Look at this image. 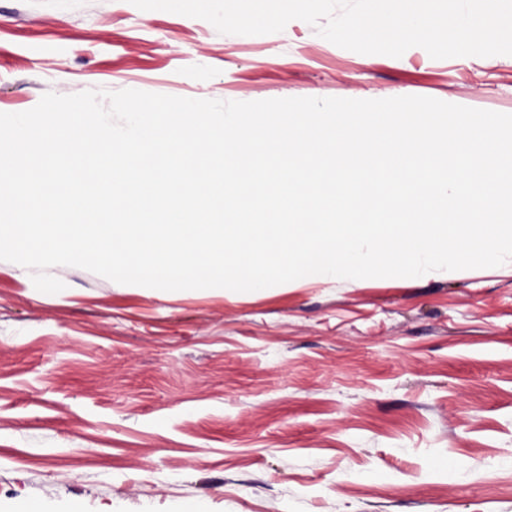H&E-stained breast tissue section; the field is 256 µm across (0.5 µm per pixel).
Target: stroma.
<instances>
[{"label": "stroma", "mask_w": 512, "mask_h": 512, "mask_svg": "<svg viewBox=\"0 0 512 512\" xmlns=\"http://www.w3.org/2000/svg\"><path fill=\"white\" fill-rule=\"evenodd\" d=\"M427 96L512 114V56L364 63L129 0H0V112L49 91ZM0 261V512H512V260L159 292Z\"/></svg>", "instance_id": "35a3bbf8"}]
</instances>
